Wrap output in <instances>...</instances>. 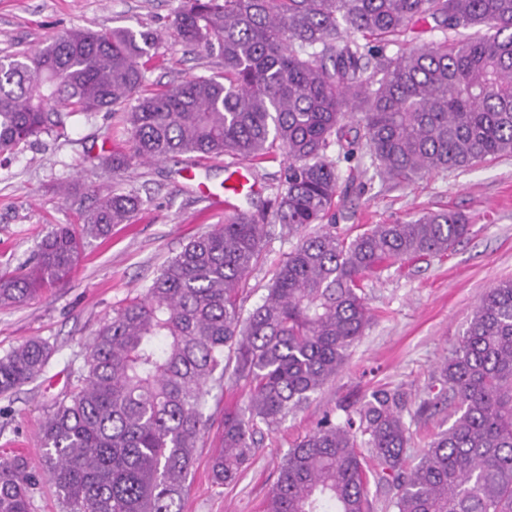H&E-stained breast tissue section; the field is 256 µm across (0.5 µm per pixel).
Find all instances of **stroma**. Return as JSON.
Instances as JSON below:
<instances>
[{"instance_id": "1", "label": "stroma", "mask_w": 512, "mask_h": 512, "mask_svg": "<svg viewBox=\"0 0 512 512\" xmlns=\"http://www.w3.org/2000/svg\"><path fill=\"white\" fill-rule=\"evenodd\" d=\"M178 0H0V57L41 48L72 29H149L160 38L147 73L156 89L191 76L223 71L221 59L176 40L171 27ZM130 132L118 112L76 114L63 135L41 136L0 165V269L31 263L42 238L56 224H75L92 205L93 189L136 191L143 205L133 223L113 226L92 241L73 273L21 306L0 307V356L40 338L53 348L44 376L0 396V458L43 465L39 433L61 389L75 382L82 350L113 309L144 294L161 266L195 236L223 223L226 211L212 197L223 194L229 171L223 162L182 154L136 164L118 177L98 165L100 156L126 148ZM342 199L336 223L350 235L371 224L404 221L426 211L455 210L468 216L469 235L446 254L407 260L370 276L364 290L371 320L349 349L342 370L310 403L274 432L265 434L236 483L210 479L220 446L218 427L199 442L183 512H263L280 462L337 404L356 405L377 386H402L410 395L406 421L408 464H416L434 435L452 419L447 405L419 413L440 366L457 345L487 289L512 278V156L467 169L434 173L410 184L376 175L368 157L338 164ZM73 193L62 198L60 188ZM298 236L272 232L262 259L248 278L245 310L258 305L274 269Z\"/></svg>"}]
</instances>
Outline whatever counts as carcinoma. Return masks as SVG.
Here are the masks:
<instances>
[{
	"label": "carcinoma",
	"instance_id": "obj_1",
	"mask_svg": "<svg viewBox=\"0 0 512 512\" xmlns=\"http://www.w3.org/2000/svg\"><path fill=\"white\" fill-rule=\"evenodd\" d=\"M432 22L440 43L387 54ZM184 45L216 49L224 77L145 92L156 33L73 30L40 50L0 58V156L75 114L121 112L129 151L102 166L175 155H232L252 169L285 158L268 184L272 216L299 242L262 303L243 313L249 274L271 225L237 210L189 241L141 296L113 311L85 347L77 385L41 428L39 475L0 461V512H32L37 482L67 512H180L195 450L213 415L211 390L233 367L245 405L224 407L220 485L238 480L258 437L336 377L370 322L365 279L408 258L444 254L471 229L458 211L372 224L351 238L332 221L338 155L356 120L379 176L430 173L512 154V0H179ZM365 42H360V39ZM142 199L99 192L80 224H56L30 266L0 274V306L23 304L68 278L91 239L128 224ZM50 345L0 356V394L40 378ZM454 420L403 469L407 394L379 386L344 417L325 413L279 466L265 512H370V482L393 512H512V279L482 297L440 368Z\"/></svg>",
	"mask_w": 512,
	"mask_h": 512
}]
</instances>
